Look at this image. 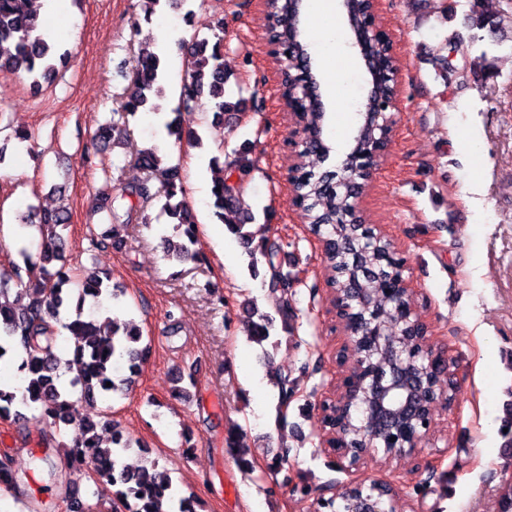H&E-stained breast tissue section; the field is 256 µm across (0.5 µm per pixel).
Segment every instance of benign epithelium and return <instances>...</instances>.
<instances>
[{
  "label": "benign epithelium",
  "instance_id": "obj_1",
  "mask_svg": "<svg viewBox=\"0 0 512 512\" xmlns=\"http://www.w3.org/2000/svg\"><path fill=\"white\" fill-rule=\"evenodd\" d=\"M371 4L366 24L354 31L356 44L361 47L370 42L393 58L389 35L377 21L379 0H371ZM269 47L273 54L281 57L280 79H288L292 86L284 104L293 124L292 135L303 145L306 139L297 122L294 104L309 101L305 91L311 79L288 68L291 61L288 47L280 42H271ZM396 108L394 101L386 106L376 101L366 112L368 126L381 141L392 140ZM381 161L377 151L350 154L346 157L345 170L367 182ZM331 306L339 319L355 312V322L345 325L351 364L336 385V397L322 404V448L336 459L339 468L348 471L380 450L386 463L396 457L418 455L430 431V426L424 422L431 408L439 401H453V376L448 375V387H442L441 382V377L451 371L448 348L434 346L428 325L408 304L398 306L396 313L403 321L414 319V334L404 332L397 336H386L373 326L375 314L368 310L367 301L346 287L334 292ZM383 351L389 357L387 368L372 361L374 353ZM361 400L368 402L363 425L365 435L351 442L346 437L350 405ZM378 488L383 489L384 494L364 501L361 512H393L394 486L375 482L369 492L374 493Z\"/></svg>",
  "mask_w": 512,
  "mask_h": 512
}]
</instances>
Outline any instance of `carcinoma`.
I'll return each mask as SVG.
<instances>
[{
	"mask_svg": "<svg viewBox=\"0 0 512 512\" xmlns=\"http://www.w3.org/2000/svg\"><path fill=\"white\" fill-rule=\"evenodd\" d=\"M35 0H0V73L24 76L30 87L40 89L52 82L59 69L67 66L70 51L59 50L57 43L43 33V22ZM504 0H468L463 26L468 32L458 33L438 46L432 56L435 66L447 69L450 54L472 46L482 40V33L491 36L488 45L479 48L478 54L469 57V71L475 78L485 74L488 51L512 41V12L503 7ZM267 8L277 18L272 38L285 43L295 34L293 28L294 3L291 0H267ZM356 23L361 24L370 14L369 0H349L345 6ZM215 41L204 37L186 46L188 77L181 86L177 111H193L206 102L214 121H223L227 112H238L244 99L229 101L230 75L224 70V44L218 33ZM154 37L146 35L140 42L137 64L123 88L121 101L112 110V118L101 125L93 141L97 151L113 149L121 140V132L127 131L128 117L142 109H153L151 99L161 91L160 56L150 49ZM379 99L387 101L394 93L393 82L383 78L390 68L389 57L376 56L371 64ZM308 145L305 152L316 156L323 163L329 158L330 148L320 144L323 135L325 112L310 109L301 115ZM167 135L176 142L201 148L204 146L199 132L183 126L180 116L164 123ZM135 165L144 177L132 182L113 184L107 181L105 188L94 194L91 212L104 215L111 225L110 234L100 242L102 248L120 250L124 239L120 231L131 223L151 224L153 217L144 203L152 198L162 200L160 213L171 223L180 226L183 240H164V257L168 261L184 264L201 258L198 244L196 217L185 196L181 168L168 161L156 149L141 153ZM252 169L248 151L237 150L224 159V175L215 181L214 214L219 221L228 224L230 230L249 247V255L260 253L270 271L269 293L273 297L275 312L288 320L292 309L290 288L295 280L284 273L277 262L280 245L267 236L269 225H261L258 235L246 229L241 220L231 222L227 215L239 216L244 212V195L247 177ZM297 200L309 230L322 242L321 262L326 282L357 285L371 307L380 310L395 307L388 289L397 287L394 257L386 237L381 236L373 244L362 243L361 229L352 222L351 195L356 186L336 187V168L319 167L297 172ZM70 214L64 208L42 209L35 204L27 206L18 222L21 226L36 230L40 251L34 256L23 246L19 255L23 264H13L0 272V358L13 355L25 368V386L20 392L0 389V417L15 414L19 417L29 412L32 420L39 423L51 417L66 426L73 424L72 397L92 404L97 397L109 392L126 394L135 385L140 363L150 354L151 346L143 343V331L133 319L118 320L110 315L85 314L84 303L77 304L72 321L65 329L75 338L74 357L79 373L68 384L60 383L61 354L56 347L58 329L54 322L60 310L68 307L71 289L78 285V294L97 302L102 297L116 300L123 294L118 286L110 285L111 270L106 267L85 269L74 277L59 268L52 272L49 267L64 262V231ZM38 265L42 276L36 281H24L23 273ZM244 321L246 335L254 342L262 343L271 337L274 317L259 312L258 308L245 303ZM128 364L129 375L118 380L113 377L114 365ZM278 414L286 417L288 405L295 395V382L286 374H277ZM111 386H106V383ZM107 427L89 417L79 422L81 439L72 446L61 445L59 452L63 463L76 468L79 449L92 452L96 459L94 474L115 487V501L119 512H197V502L192 497H177V490L158 463L129 471L120 463V451L134 447L132 439L125 437L112 425V447L101 448L98 427ZM15 489L18 477L9 461H0V488Z\"/></svg>",
	"mask_w": 512,
	"mask_h": 512,
	"instance_id": "1",
	"label": "carcinoma"
}]
</instances>
